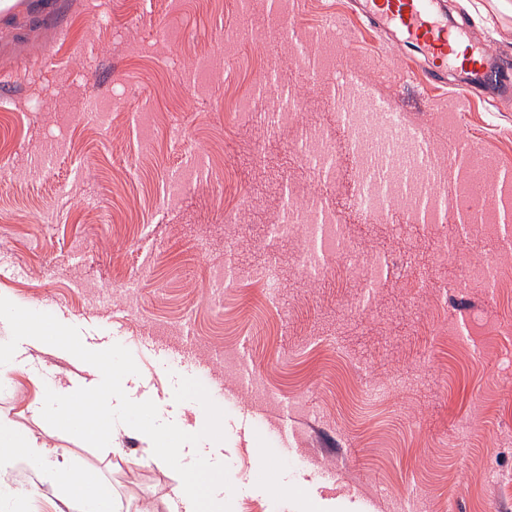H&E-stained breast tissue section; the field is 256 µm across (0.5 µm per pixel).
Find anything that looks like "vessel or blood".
I'll return each mask as SVG.
<instances>
[{
    "mask_svg": "<svg viewBox=\"0 0 512 512\" xmlns=\"http://www.w3.org/2000/svg\"><path fill=\"white\" fill-rule=\"evenodd\" d=\"M354 6L393 46L419 52L439 81H446L448 69L454 68L459 72L456 85L465 92L512 90L499 56L487 44L471 42L465 28L449 25L445 0H354ZM448 160L456 166L475 165L473 144L456 138Z\"/></svg>",
    "mask_w": 512,
    "mask_h": 512,
    "instance_id": "vessel-or-blood-1",
    "label": "vessel or blood"
}]
</instances>
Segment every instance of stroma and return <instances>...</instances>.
Here are the masks:
<instances>
[{
    "label": "stroma",
    "mask_w": 512,
    "mask_h": 512,
    "mask_svg": "<svg viewBox=\"0 0 512 512\" xmlns=\"http://www.w3.org/2000/svg\"><path fill=\"white\" fill-rule=\"evenodd\" d=\"M472 41L512 60V0H450ZM365 88L420 128L458 194L450 128L486 185L512 171V99L426 82L351 0H16L0 11V415L58 461L112 486L110 512H174L193 485L223 512H512V235L454 244L393 223L403 200L361 213L298 154L325 112L304 58ZM298 114L269 125L280 91ZM321 196L344 250L316 281L309 243L265 227ZM498 284L473 278L486 254ZM37 321L43 345L19 323ZM98 357L133 361L155 394L140 409L223 416L222 441L189 470L145 451L136 418L112 449L45 417L85 365L48 345L58 330ZM377 401L364 398L368 388ZM139 415V416H140ZM0 512H83L40 453L17 454ZM448 161L459 167L462 164L473 167L476 164V151L473 144L464 137L458 136L448 153Z\"/></svg>",
    "instance_id": "obj_1"
}]
</instances>
